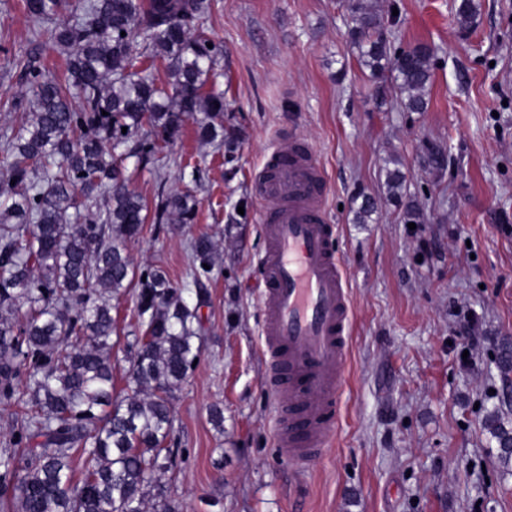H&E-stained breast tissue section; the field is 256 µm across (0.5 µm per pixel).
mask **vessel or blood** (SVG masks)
Returning a JSON list of instances; mask_svg holds the SVG:
<instances>
[{"label": "vessel or blood", "instance_id": "obj_1", "mask_svg": "<svg viewBox=\"0 0 512 512\" xmlns=\"http://www.w3.org/2000/svg\"><path fill=\"white\" fill-rule=\"evenodd\" d=\"M257 194L265 384L290 410L278 423L276 445L285 459L308 465L322 457L341 420L349 291L337 230L327 219V179L314 153L296 142L278 146Z\"/></svg>", "mask_w": 512, "mask_h": 512}]
</instances>
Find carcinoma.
Segmentation results:
<instances>
[{
    "label": "carcinoma",
    "instance_id": "1",
    "mask_svg": "<svg viewBox=\"0 0 512 512\" xmlns=\"http://www.w3.org/2000/svg\"><path fill=\"white\" fill-rule=\"evenodd\" d=\"M211 0H76L67 21L56 0H25L39 34L66 57L64 77L26 66L27 101L0 127V404L18 408L10 447L0 451V496L9 512H146V489L173 463L171 396L203 351L200 304L160 267L139 268L127 251L148 206L115 156L147 159L198 124L212 141L224 130V92L205 90L217 47L196 32ZM358 62L377 83L394 82L400 105L423 112L434 50L392 49L376 0H348ZM167 62L155 82L143 61ZM149 130L140 138L133 134ZM127 132H122V128ZM100 200L85 214V202ZM191 191L158 195L154 221L191 224ZM194 280L215 248L190 245ZM135 288L140 326L131 393L113 396L112 296ZM493 436L512 458V432Z\"/></svg>",
    "mask_w": 512,
    "mask_h": 512
}]
</instances>
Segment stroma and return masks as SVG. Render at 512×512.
Instances as JSON below:
<instances>
[{"label": "stroma", "instance_id": "35a3bbf8", "mask_svg": "<svg viewBox=\"0 0 512 512\" xmlns=\"http://www.w3.org/2000/svg\"><path fill=\"white\" fill-rule=\"evenodd\" d=\"M379 3L394 48L437 50L426 111L402 109L360 67L345 0H211L199 28L218 48L224 143H199L190 122L162 169L124 162L146 201L196 188L194 223H146L129 246L201 303L204 352L174 394L176 463L158 477L180 512H512V462L491 429L512 428V372L498 367L512 342V0H479L465 28L460 0ZM25 51L64 75L24 0H0V126L28 90L10 67ZM291 141L324 166L353 311L343 419L305 471L276 447L260 334L255 184L273 145ZM395 170L399 202L386 185ZM409 200L422 214L413 228ZM203 234L215 263L196 281L190 243ZM135 314L132 292L113 298L118 396Z\"/></svg>", "mask_w": 512, "mask_h": 512}]
</instances>
